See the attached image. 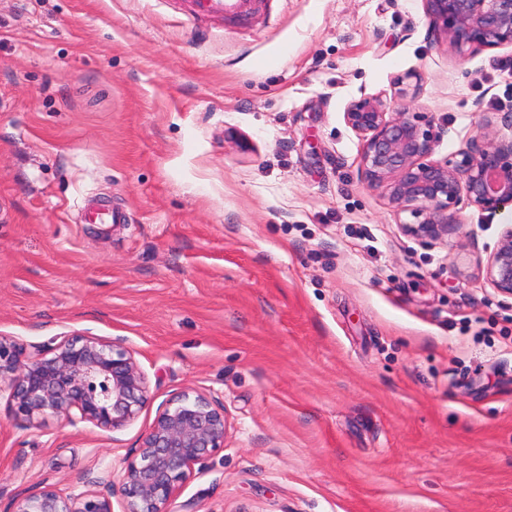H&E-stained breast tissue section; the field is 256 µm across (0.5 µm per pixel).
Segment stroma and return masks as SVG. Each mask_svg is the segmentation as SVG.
Instances as JSON below:
<instances>
[{"mask_svg": "<svg viewBox=\"0 0 512 512\" xmlns=\"http://www.w3.org/2000/svg\"><path fill=\"white\" fill-rule=\"evenodd\" d=\"M410 71L434 159L512 134V46L455 50L422 0H0V334L123 338L155 397L108 433L1 396V508L121 468L192 386L227 432L174 512H512V299L481 274L512 206L405 235L343 117ZM188 16L194 19L244 18L264 0H183ZM83 221L86 224H125L127 216L118 207L93 205L90 210L84 212Z\"/></svg>", "mask_w": 512, "mask_h": 512, "instance_id": "35a3bbf8", "label": "stroma"}]
</instances>
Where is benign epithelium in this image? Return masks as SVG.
Here are the masks:
<instances>
[{"label": "benign epithelium", "instance_id": "1", "mask_svg": "<svg viewBox=\"0 0 512 512\" xmlns=\"http://www.w3.org/2000/svg\"><path fill=\"white\" fill-rule=\"evenodd\" d=\"M429 33L440 32L454 48L491 50L512 46V0H422ZM344 120L362 140L361 180L382 188L389 204L408 212L404 234L428 243L444 241L461 228V199L495 212L512 205V137L495 142L479 135L452 159H432L437 135L407 104L389 107L378 96L350 101ZM485 279L512 298V225L503 228L487 258ZM22 427L46 415L102 431L130 426L153 400L147 374L122 338L85 332L27 344L0 336V390ZM224 403L195 387L162 401L149 429L129 449L119 470L81 478L82 489L46 484L15 495L7 512H174L182 486L205 472L208 459L224 448Z\"/></svg>", "mask_w": 512, "mask_h": 512}]
</instances>
